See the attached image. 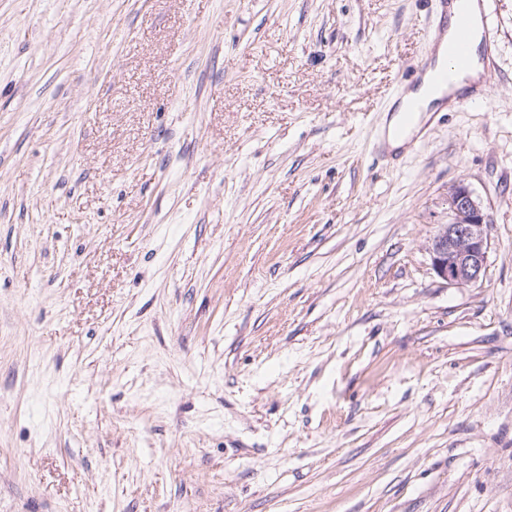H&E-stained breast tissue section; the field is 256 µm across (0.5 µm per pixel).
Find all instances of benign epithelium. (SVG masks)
<instances>
[{
	"label": "benign epithelium",
	"instance_id": "benign-epithelium-1",
	"mask_svg": "<svg viewBox=\"0 0 512 512\" xmlns=\"http://www.w3.org/2000/svg\"><path fill=\"white\" fill-rule=\"evenodd\" d=\"M452 220L439 226L429 242L433 270L451 286L479 283L488 257V228L480 202L462 183L448 194Z\"/></svg>",
	"mask_w": 512,
	"mask_h": 512
}]
</instances>
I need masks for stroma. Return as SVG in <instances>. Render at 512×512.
<instances>
[{
	"label": "stroma",
	"instance_id": "1",
	"mask_svg": "<svg viewBox=\"0 0 512 512\" xmlns=\"http://www.w3.org/2000/svg\"><path fill=\"white\" fill-rule=\"evenodd\" d=\"M488 2L474 107L379 159L423 0H0V512H512ZM452 220L439 226L429 242L433 270L451 286L479 283L488 257V228L480 202L462 183L448 194Z\"/></svg>",
	"mask_w": 512,
	"mask_h": 512
}]
</instances>
